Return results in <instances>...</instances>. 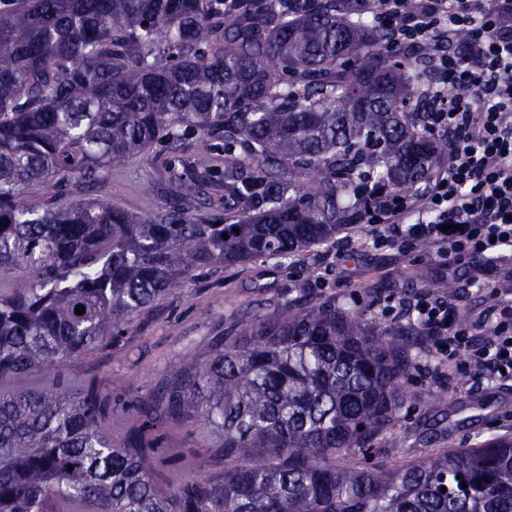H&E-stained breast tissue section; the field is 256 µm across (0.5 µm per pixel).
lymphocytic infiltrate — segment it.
I'll return each mask as SVG.
<instances>
[{
	"label": "lymphocytic infiltrate",
	"instance_id": "obj_1",
	"mask_svg": "<svg viewBox=\"0 0 512 512\" xmlns=\"http://www.w3.org/2000/svg\"><path fill=\"white\" fill-rule=\"evenodd\" d=\"M379 0L371 23L387 49L425 47L435 79L436 127L448 132V164L422 192L393 196L370 211L374 243L400 250L425 240L448 264L483 258L473 281L485 288L490 317L458 322L447 300L423 297L410 310L438 358L462 354L489 382L512 381V298L493 289L492 263L512 253V0ZM466 47L454 49L457 33Z\"/></svg>",
	"mask_w": 512,
	"mask_h": 512
}]
</instances>
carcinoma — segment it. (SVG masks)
Returning a JSON list of instances; mask_svg holds the SVG:
<instances>
[{
    "label": "carcinoma",
    "instance_id": "obj_1",
    "mask_svg": "<svg viewBox=\"0 0 512 512\" xmlns=\"http://www.w3.org/2000/svg\"><path fill=\"white\" fill-rule=\"evenodd\" d=\"M428 58L391 60L347 0H0V377L16 383L0 394V512H512L510 434L387 465L419 329L303 288L153 394L171 421L220 434V473L162 491L151 407L118 445L111 399L29 385L196 272L291 258L429 182L448 135L426 125L432 100L410 104ZM198 132L224 169L187 159ZM155 144L162 212L92 198ZM45 183L62 191L27 203Z\"/></svg>",
    "mask_w": 512,
    "mask_h": 512
}]
</instances>
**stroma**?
<instances>
[{
    "mask_svg": "<svg viewBox=\"0 0 512 512\" xmlns=\"http://www.w3.org/2000/svg\"><path fill=\"white\" fill-rule=\"evenodd\" d=\"M95 196L147 216L167 203L161 172L146 159L113 165L104 172ZM346 235L354 248L342 256L332 243L284 263L251 262L202 273L189 287L137 313L128 334L69 358L61 377L39 376L35 382L69 396L79 386L96 385L120 406L104 430L113 442L121 443L135 423L125 405L148 396L173 362L202 357L243 311L259 305L274 312L298 285H306L312 298H333L362 312L374 311L391 326L402 324L398 308L426 295L430 280H456L450 301L459 321L469 322L486 308L485 293L472 286L467 269L448 267L432 250L415 248L402 255L389 243L374 246L363 224L350 227ZM423 272L428 275L424 282L419 279ZM417 356L420 368L410 380L412 397L403 402L390 430L402 449V461L512 433V383L488 382L465 368L461 356L448 364L439 362L426 336ZM151 434L160 443L152 472L161 489L180 478L177 458L200 462L205 474L224 468L221 437L204 424L166 422Z\"/></svg>",
    "mask_w": 512,
    "mask_h": 512,
    "instance_id": "35a3bbf8",
    "label": "stroma"
}]
</instances>
